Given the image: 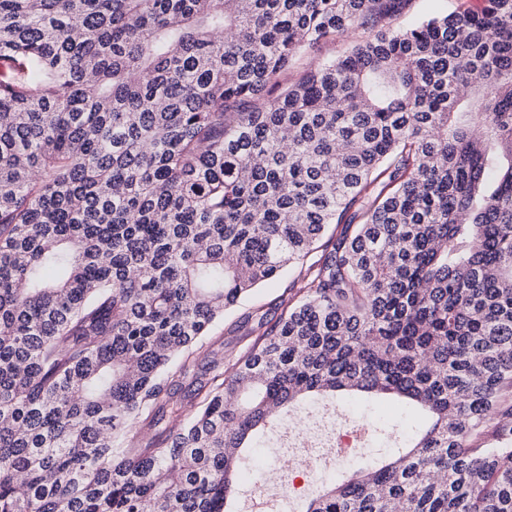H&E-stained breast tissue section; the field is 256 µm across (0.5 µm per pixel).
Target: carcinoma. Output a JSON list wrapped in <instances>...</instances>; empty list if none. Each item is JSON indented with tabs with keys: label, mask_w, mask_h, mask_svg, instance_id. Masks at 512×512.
Masks as SVG:
<instances>
[{
	"label": "carcinoma",
	"mask_w": 512,
	"mask_h": 512,
	"mask_svg": "<svg viewBox=\"0 0 512 512\" xmlns=\"http://www.w3.org/2000/svg\"><path fill=\"white\" fill-rule=\"evenodd\" d=\"M410 2L0 0V512H239L336 392L422 424L304 512H512V0ZM482 5L483 0H413L405 13L394 20V26L407 27L438 12L477 10ZM348 43L341 39L336 41L321 42L314 47L307 49L303 58L288 72V79H296L300 72L309 65L324 63L334 57H338L346 50ZM298 270L293 267L285 269L278 278L256 288L242 297L235 306L225 310L224 320L214 326L213 336L206 340L209 344L205 349L212 344L214 350H222L226 355H235L248 346L254 338V334L247 336L249 328L253 325V321L247 323L248 316L256 309L263 307L264 311H270L269 317H272L275 304L297 275Z\"/></svg>",
	"instance_id": "1"
}]
</instances>
